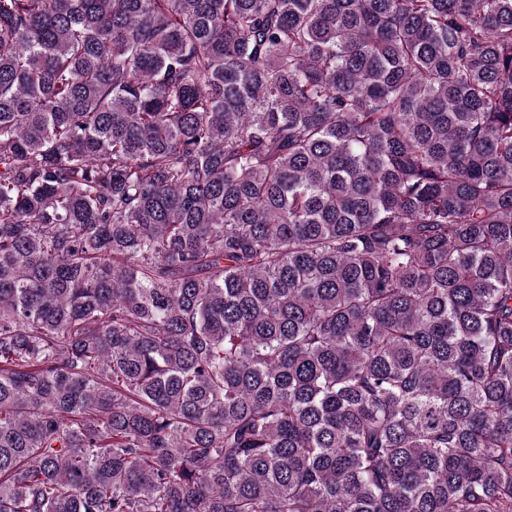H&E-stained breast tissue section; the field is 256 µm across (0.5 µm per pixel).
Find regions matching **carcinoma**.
<instances>
[{
    "label": "carcinoma",
    "instance_id": "obj_1",
    "mask_svg": "<svg viewBox=\"0 0 512 512\" xmlns=\"http://www.w3.org/2000/svg\"><path fill=\"white\" fill-rule=\"evenodd\" d=\"M0 512H512V0H0Z\"/></svg>",
    "mask_w": 512,
    "mask_h": 512
}]
</instances>
